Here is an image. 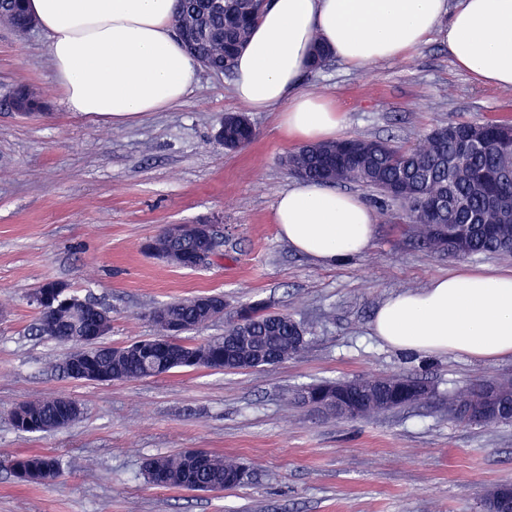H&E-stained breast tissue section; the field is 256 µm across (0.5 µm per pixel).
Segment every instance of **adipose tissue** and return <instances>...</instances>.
I'll use <instances>...</instances> for the list:
<instances>
[{"label": "adipose tissue", "mask_w": 512, "mask_h": 512, "mask_svg": "<svg viewBox=\"0 0 512 512\" xmlns=\"http://www.w3.org/2000/svg\"><path fill=\"white\" fill-rule=\"evenodd\" d=\"M176 0H28L48 35L54 83L70 111L122 124L180 102L198 64L172 32ZM445 32L455 65L479 82L512 87V0H274L235 64L233 92L255 112L278 111L288 134L335 140L343 118L325 96L303 90L312 46L364 70L410 57ZM281 239L324 266L367 253L375 217L357 196L303 183L274 206ZM371 330L386 345L476 361L512 359V271H452L391 294Z\"/></svg>", "instance_id": "adipose-tissue-1"}]
</instances>
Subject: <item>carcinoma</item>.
Listing matches in <instances>:
<instances>
[{
    "instance_id": "1",
    "label": "carcinoma",
    "mask_w": 512,
    "mask_h": 512,
    "mask_svg": "<svg viewBox=\"0 0 512 512\" xmlns=\"http://www.w3.org/2000/svg\"><path fill=\"white\" fill-rule=\"evenodd\" d=\"M214 0H177L173 26L182 30L180 40L186 50L202 66L230 74L235 55L226 51L229 43L244 46L251 27L240 22V15L250 6V0H224L217 9ZM0 24L17 33L35 25L24 0H0ZM11 106L18 112H35L41 102L25 88L11 95ZM502 122L486 123L484 142L468 158L456 157L457 144L451 138L431 135L417 145L395 147L387 142L355 139L360 158H342L333 162L334 176L323 178L322 167L315 159L318 145L299 148L286 159L288 167L299 178L325 182L330 186L358 183L371 187L386 196L396 182H407L413 197L400 203L405 209L406 223L413 238L439 254H446L447 238L443 230L454 236L455 258H472L487 253L512 252V219L491 207L483 191L474 181V173L496 170L512 171V140L502 137L497 128ZM253 130L243 114L224 117V148L236 150L252 140ZM432 193L447 194L461 207L445 209L432 216L423 211L421 201ZM40 291L49 300L39 311V335L57 341L72 340L78 345L88 335L91 326L69 303L57 298L55 289L40 284ZM184 332L199 330L212 322V316L199 305L198 298H188L165 304ZM307 329L294 318L281 312H269L261 303L242 306L236 318L224 329V335L200 344L189 345L180 338L172 343L142 339L130 344L125 354L114 355L112 349L97 347L91 353L92 364L102 373L120 380H139L169 374L179 368H209L221 371L248 369L260 361V354L271 350L283 361L307 347ZM497 387L501 422L512 423V376L489 382ZM485 381L471 384L448 397V405L459 400L478 406L482 403ZM426 387L417 379L396 376L378 377L363 381H328L307 387L306 394H297L300 403L304 396L314 401L336 398L358 407L357 416H368L382 410L378 398H392L395 406L407 405L403 394L412 388ZM59 403L53 400L26 403L23 413L12 414L14 427L26 433L46 432L63 427L57 416ZM48 467L60 472L58 460L45 453H23L11 460V468L24 485L45 484ZM147 481L158 487L190 488L192 483L218 482L231 489L242 483L248 465L238 457H220L205 453L199 462L185 450L175 455L152 456L144 462Z\"/></svg>"
}]
</instances>
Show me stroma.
I'll list each match as a JSON object with an SVG mask.
<instances>
[{
	"label": "stroma",
	"mask_w": 512,
	"mask_h": 512,
	"mask_svg": "<svg viewBox=\"0 0 512 512\" xmlns=\"http://www.w3.org/2000/svg\"><path fill=\"white\" fill-rule=\"evenodd\" d=\"M48 37L0 27V512H484L482 494L512 481V423H470L448 397L512 376V360L399 351L370 322L391 294L461 268L512 269V254L451 259L417 244L404 209L377 190L348 185L373 212V246L333 267L279 238L274 205L298 179L284 163L299 143L274 112H246L234 78L200 72L183 100L124 124L69 111L52 79ZM46 102L19 116L17 86ZM303 89L332 99L342 138L411 146L448 122H512V88L487 87L458 69L444 36L405 59L349 69L337 59L307 73ZM247 113L256 136L227 151L225 115ZM214 224L210 264L177 268L144 252L167 224ZM58 280L112 314L106 346L154 336L155 306L200 294L229 309L252 302L309 328L312 344L249 370L178 369L137 381L84 382L59 370L69 343L37 336L30 296ZM401 376L425 381L430 401L377 414L325 416L295 403L324 381ZM66 396L83 408L71 425L18 431L19 404ZM198 448L243 458V485L219 492L149 485L144 461ZM56 456L52 484L20 485L14 456Z\"/></svg>",
	"instance_id": "1"
}]
</instances>
